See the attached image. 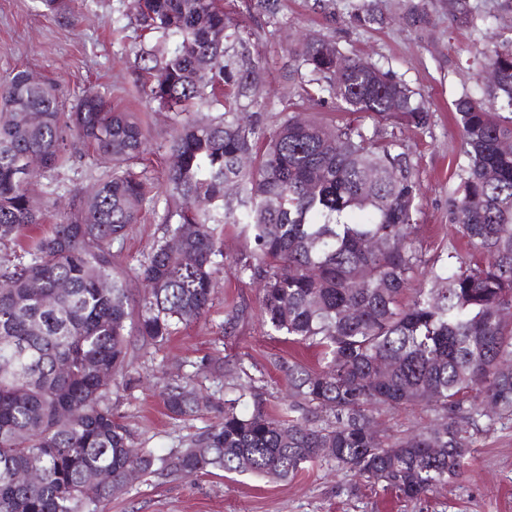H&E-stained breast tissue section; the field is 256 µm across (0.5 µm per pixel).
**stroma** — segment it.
<instances>
[{
  "label": "stroma",
  "instance_id": "35a3bbf8",
  "mask_svg": "<svg viewBox=\"0 0 512 512\" xmlns=\"http://www.w3.org/2000/svg\"><path fill=\"white\" fill-rule=\"evenodd\" d=\"M415 0H278L275 17H268L257 0H230L228 8L241 31L251 33L253 54L262 59V79L254 92L271 131L284 120L319 117L348 121L335 104L307 99L299 80L290 78L295 63L288 51L298 39L320 38L336 43L342 53L359 55L390 69L420 93L431 113L427 128L385 124L387 133L412 153L418 169V208L414 235L426 259L447 262L449 252L468 247L450 221L449 202L455 196L464 162L459 131L454 124L455 102L464 95L486 107H497L490 93L486 67L475 55L485 39L512 40V0H469L476 24L458 26L448 16L446 0H427L429 24L408 26L403 18ZM375 4L381 17L369 28L356 27L353 16ZM75 21L65 25L44 15L38 0H0V80L25 69L56 86L62 111H70L87 88L105 94L112 105L138 113L149 130L143 166L154 184L141 220L116 249L118 270L141 291L134 269L162 238L172 206L164 185L170 161L175 116L146 106L139 90V45L152 43L131 8V0H76ZM65 169L37 176L36 192H51L59 207L69 197L90 189L104 172L81 143ZM223 255L213 282V300L201 319L178 324L164 342L129 346L133 383L112 391L114 412L133 434L135 448L168 455L216 421L208 410L175 417L166 410L162 388L171 378L186 377L198 393L223 396L235 373L247 372L262 394L265 412L275 415L288 404L291 390L282 364L310 370L322 362L316 349L268 334L259 316V287L240 274L239 258L250 250L241 225L217 230ZM243 309L233 326L225 320L231 308ZM430 412L384 409L375 426L395 441L427 426ZM105 512H512V421L480 420L473 448L458 476L417 500H404L383 491L335 462L321 460L285 481L227 473L219 469L179 479L151 474L130 482Z\"/></svg>",
  "mask_w": 512,
  "mask_h": 512
}]
</instances>
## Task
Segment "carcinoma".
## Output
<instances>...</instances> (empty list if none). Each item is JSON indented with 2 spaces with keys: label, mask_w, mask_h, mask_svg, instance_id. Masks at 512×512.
Wrapping results in <instances>:
<instances>
[{
  "label": "carcinoma",
  "mask_w": 512,
  "mask_h": 512,
  "mask_svg": "<svg viewBox=\"0 0 512 512\" xmlns=\"http://www.w3.org/2000/svg\"><path fill=\"white\" fill-rule=\"evenodd\" d=\"M39 4L72 22L68 0ZM132 6L159 39L138 50L141 96L179 115L215 104L224 113L176 122L166 174L176 222L136 269L146 292L133 307L112 247L149 200L134 170L145 138L137 116L115 111L102 94L62 112L55 87L26 70L0 81V248L27 239L21 253L0 260V512H104L132 469L286 480L324 459L409 500L447 484L473 447L481 416L473 392L512 420V322L501 317L512 309V150L502 149L512 143V41L477 49L499 73L498 111L470 96L455 103L465 164L449 214L472 252H450L436 268L413 237L412 155L360 122L426 128L429 110L407 83L329 43L303 41L295 54L313 94L355 119L290 118L267 134L251 98L259 74L250 37L224 0ZM448 16L474 24L469 0H448ZM408 19L428 25L426 4L411 7ZM73 138L93 149L105 173L90 193L72 196L47 235L29 238L46 213L24 169L68 166ZM220 224L244 225L253 244L239 270L260 285L263 324L318 349L323 366L282 365L294 401L277 417L261 409L249 383L222 402L169 383L171 414L210 406L222 416L166 456L138 452L109 397L131 382L128 336L155 345L173 325L204 314ZM369 238L377 249L365 248ZM418 275L430 285L411 287ZM386 363L393 369L382 375ZM248 398L250 414L240 409ZM417 404L434 412L430 427L385 444L374 413ZM21 469L35 470L36 480L15 482ZM92 470L112 481L87 483Z\"/></svg>",
  "instance_id": "1"
}]
</instances>
